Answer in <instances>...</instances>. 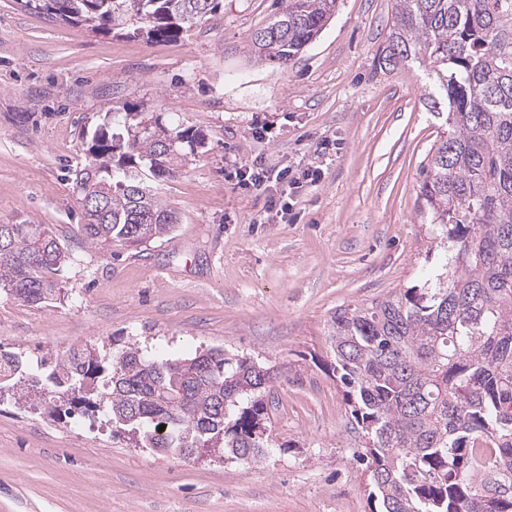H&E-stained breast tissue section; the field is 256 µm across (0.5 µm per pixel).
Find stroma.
<instances>
[{
	"mask_svg": "<svg viewBox=\"0 0 512 512\" xmlns=\"http://www.w3.org/2000/svg\"><path fill=\"white\" fill-rule=\"evenodd\" d=\"M396 0H337L320 35L286 65L255 60L251 33L278 0H224L175 41L88 34L0 0V224H46L71 261L61 296H0V344L34 366L27 394L0 393V512H369L367 472L343 388L328 368L339 307L421 284L444 259L417 205L442 121L427 71L377 61ZM130 110L204 148L155 182L175 231L133 248L81 234L66 164L81 130ZM310 167L287 222L239 185L247 163ZM136 344L172 357L212 347L279 374L274 447L244 468L166 457L114 437L83 403H43L48 360L73 345Z\"/></svg>",
	"mask_w": 512,
	"mask_h": 512,
	"instance_id": "1",
	"label": "stroma"
}]
</instances>
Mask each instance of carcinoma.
I'll use <instances>...</instances> for the list:
<instances>
[{
	"label": "carcinoma",
	"mask_w": 512,
	"mask_h": 512,
	"mask_svg": "<svg viewBox=\"0 0 512 512\" xmlns=\"http://www.w3.org/2000/svg\"><path fill=\"white\" fill-rule=\"evenodd\" d=\"M223 0H25L50 22L94 34L174 41L210 21ZM336 0H285L251 36L254 57L285 65L315 40ZM512 0H397L379 64L429 69L445 130L429 153L419 210L447 261L421 285L332 320L333 376L367 461L371 512H512ZM191 127L157 140L139 112L96 126L70 170L81 232L93 244L138 247L177 217L153 190L196 153ZM67 249L46 224H0V293L56 300ZM0 354V376L25 392ZM99 361L71 346L50 373L61 392L97 384ZM107 417L140 448L193 458L211 448L242 467L270 445L265 392L275 370L221 347L172 358L128 346L112 357ZM165 426L159 431V426Z\"/></svg>",
	"instance_id": "1"
}]
</instances>
